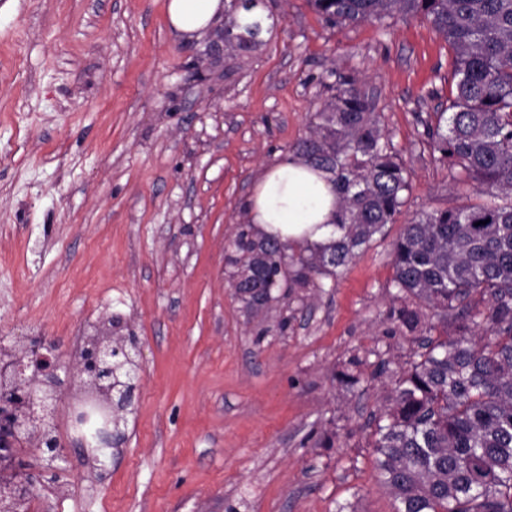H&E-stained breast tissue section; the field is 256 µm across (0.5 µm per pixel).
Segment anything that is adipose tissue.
<instances>
[{
  "instance_id": "obj_1",
  "label": "adipose tissue",
  "mask_w": 512,
  "mask_h": 512,
  "mask_svg": "<svg viewBox=\"0 0 512 512\" xmlns=\"http://www.w3.org/2000/svg\"><path fill=\"white\" fill-rule=\"evenodd\" d=\"M223 10V0H169L167 5L173 32L186 38L201 35ZM340 207L329 173L295 154L266 167L247 200L256 235L293 247L328 244Z\"/></svg>"
}]
</instances>
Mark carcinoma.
Returning a JSON list of instances; mask_svg holds the SVG:
<instances>
[{
	"instance_id": "carcinoma-1",
	"label": "carcinoma",
	"mask_w": 512,
	"mask_h": 512,
	"mask_svg": "<svg viewBox=\"0 0 512 512\" xmlns=\"http://www.w3.org/2000/svg\"><path fill=\"white\" fill-rule=\"evenodd\" d=\"M326 21L359 23L418 16L453 52L448 114L426 125L458 183L512 199V0H309ZM262 23L232 17L224 35L249 51ZM330 92L295 154L332 176L343 201L337 239L288 247L239 225L229 242L231 286L251 315L268 308L283 280L306 288L336 275L394 223L409 172L357 78L332 70ZM393 298L414 300L455 333L423 336L392 388L372 433L379 480L394 512H512V203L422 212L392 244ZM421 310L395 311L414 333Z\"/></svg>"
}]
</instances>
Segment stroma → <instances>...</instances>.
<instances>
[{"label": "stroma", "mask_w": 512, "mask_h": 512, "mask_svg": "<svg viewBox=\"0 0 512 512\" xmlns=\"http://www.w3.org/2000/svg\"><path fill=\"white\" fill-rule=\"evenodd\" d=\"M168 0H0V341L94 333L111 318L140 365L118 454L68 445L40 512H393L373 417L414 335L397 330L391 244L422 212L483 202L424 134L453 86L418 17L331 24L266 0L261 43L194 77ZM354 73L411 175L395 223L322 287L249 316L227 245L262 166L309 134L331 68ZM359 356L360 381L338 374ZM332 444H325V436Z\"/></svg>", "instance_id": "1"}]
</instances>
